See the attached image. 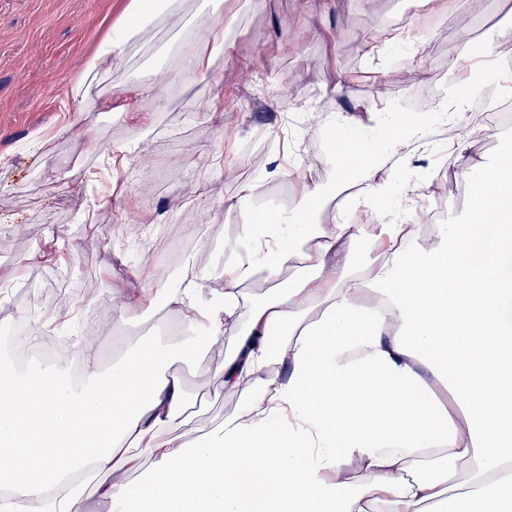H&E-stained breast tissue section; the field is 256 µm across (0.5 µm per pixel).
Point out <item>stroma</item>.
Wrapping results in <instances>:
<instances>
[{"mask_svg": "<svg viewBox=\"0 0 512 512\" xmlns=\"http://www.w3.org/2000/svg\"><path fill=\"white\" fill-rule=\"evenodd\" d=\"M129 0H0V319L39 318L43 335L57 330L60 308L76 309L72 330L94 314L111 318L122 302L143 300L146 287L171 288L188 259L151 268L134 263L135 254L168 251L192 239L203 247L215 230L233 237L225 221V200L246 182L265 181L267 190L284 188L299 198L304 177L321 184L318 208L327 219L337 208L339 170L326 143L325 112H354L395 105L399 119L413 115L408 103L417 87L392 59L423 65L425 85L443 94L451 78L448 61L465 57L474 43L493 39L512 25V0H476L469 9L436 10L430 0H267L263 10L244 0H224L235 16L236 35L217 59L222 84H203L180 71L166 54L168 45L189 47V33L155 28L140 40L123 69L102 72L84 99L86 134L62 133L66 113L58 103L79 79L87 59L97 54L103 35ZM421 24L423 38L410 44L396 32L371 37L380 20ZM164 76L165 104L143 98L134 112L122 111L124 90L138 72ZM287 86L280 96L279 86ZM230 95L224 125L198 116L199 100ZM111 98L113 111H101L99 98ZM439 137L411 175L394 160L381 170L393 181L396 199L410 198L417 221L437 211L443 224L467 219L475 186L444 145L458 131L437 128ZM268 149L234 156V143L254 135ZM137 144V154L118 155L114 164L100 156L102 143ZM512 143V121L473 128L467 156L478 162L498 158ZM95 206L106 209L109 224L82 222ZM207 213L208 223L187 235L179 216L187 209ZM147 212L156 228L137 241L133 215ZM152 331L146 319L121 329L86 334L87 346L101 357L123 356ZM236 326L224 330L221 347L201 358L175 364L186 385L188 413L198 433L235 414L244 396L225 389L214 366L236 343Z\"/></svg>", "mask_w": 512, "mask_h": 512, "instance_id": "stroma-1", "label": "stroma"}]
</instances>
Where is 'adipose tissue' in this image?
<instances>
[{
    "mask_svg": "<svg viewBox=\"0 0 512 512\" xmlns=\"http://www.w3.org/2000/svg\"><path fill=\"white\" fill-rule=\"evenodd\" d=\"M144 0H130L107 50L86 74L122 67ZM211 20L181 54L185 74L212 79L233 22L224 0H203ZM479 82L458 83L406 121L394 106L371 113L379 139L352 137L340 113L332 152L373 203L374 221L339 211L316 221L321 194L303 183L293 208L258 207L264 182L243 185L228 202L247 212L222 246L223 262L198 255L183 287L160 289L142 312L180 314L173 344L143 340L109 368L87 357L83 376L68 369L0 367V512H84L95 495L112 512H512V158L462 170L476 185L465 222L391 221L393 189L379 157L410 166V143L434 125L460 131L467 150ZM374 256L356 259L363 246ZM223 280L204 293L203 282ZM272 283L257 297L244 285ZM237 324L233 351L218 365L228 390L249 399L222 426L197 434L183 379L172 364L222 345ZM284 373L269 372L270 363ZM476 464L465 491L423 475L433 452ZM153 468L134 484L107 483L119 469Z\"/></svg>",
    "mask_w": 512,
    "mask_h": 512,
    "instance_id": "ef3b65f1",
    "label": "adipose tissue"
}]
</instances>
